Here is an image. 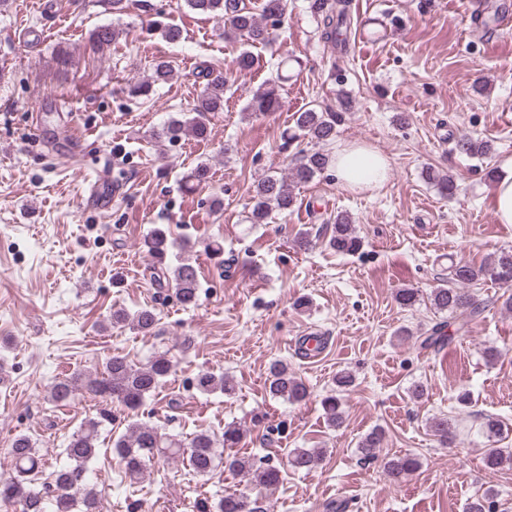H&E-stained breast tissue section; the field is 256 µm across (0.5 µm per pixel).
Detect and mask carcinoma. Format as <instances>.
I'll use <instances>...</instances> for the list:
<instances>
[{
  "label": "carcinoma",
  "mask_w": 512,
  "mask_h": 512,
  "mask_svg": "<svg viewBox=\"0 0 512 512\" xmlns=\"http://www.w3.org/2000/svg\"><path fill=\"white\" fill-rule=\"evenodd\" d=\"M185 5L197 14L227 21L230 30L245 34L253 43L265 44L269 41V31L262 19L281 17L287 0H260L257 11L252 12L241 5L240 0H184ZM350 0H311L310 8L320 18L322 38L335 46L344 48L348 44L347 32L350 29ZM119 31L110 25L96 27L89 36V49L96 52L112 44ZM177 77L172 62L158 61L150 77L133 84L130 92L134 95H147L156 84H167ZM227 79L215 76L208 80L194 105V116L185 119L171 118L153 132V137L169 143H176L186 135L205 140L209 135V115L224 109V90ZM248 108L256 114L274 112L278 100L270 91L253 93ZM343 119L341 112H317L307 109L296 113L294 127L288 130V140L304 138L313 144V149L301 154L295 160L288 177L265 176L253 185L251 220L255 224L266 222L274 209L280 212L290 210L296 196L294 186L307 183L322 173L330 163V156L322 146L336 137V127ZM456 148L470 156H485L490 153L488 141L462 133L456 140ZM210 168L205 164L196 166L184 176L186 188L198 187L209 179ZM427 181L438 190L453 197L457 185L453 178L429 168L425 173ZM331 234L328 246L340 254H353L362 247V240L355 234L351 218L342 212L336 214L330 225ZM144 244L154 259L153 281L162 288H169L176 300L184 308L197 305L199 278L192 259L182 253L172 252V243L160 228L148 235ZM493 281L505 288L512 287V250H502L479 266L457 263L450 266L448 283L432 290L430 303L439 311L452 315V324L437 322L426 332L420 341L423 349L441 350L454 336L469 332L472 323L479 319L485 309V302L476 298L465 286L476 281ZM154 309L141 307L130 313L125 309L112 311L109 323L113 327L129 326L140 333H149L157 325ZM173 363L167 355L161 354L146 364L135 367L126 358L115 355L106 365L105 376L89 378L85 381L76 376L55 382L50 391V400L60 406H68L74 400L79 386H84L94 394L107 397L130 413V420L124 433L112 439V453L122 464L125 476L130 481L139 480L147 465L159 458H184L192 470L205 477L216 467L220 448H234L242 441L244 430L235 425L224 426L219 433L201 430L193 435L188 443L176 435L160 431L156 426L138 419L139 410L145 405L162 381L170 375ZM268 391L274 398L291 403L304 401L309 390L303 380L288 370V365L280 360L269 364ZM354 379L348 372L336 376V390L322 400L328 426L336 427L343 423L341 393L352 385ZM196 388L204 394L221 392L230 395L234 385L230 379L206 371L198 374ZM112 421L111 411L103 408L97 416L86 419L72 434L63 454L64 464L52 473L56 494L45 505L47 512H73L82 506V512H100L99 494L90 477V463L99 450L101 426ZM430 431L443 443L458 436V427L446 418H434L429 422ZM383 441L379 431L364 436L358 449L363 459L372 460L378 456ZM15 476L8 482H0V501H25L36 498L40 492L28 485L27 476L41 467V458L36 443L26 434L14 437L10 448ZM323 459L319 448H296L289 454V463L295 470L311 471ZM512 461V451L502 448H489L485 454V466L495 470L505 461ZM420 468L419 459L413 455L395 457L385 463V473L393 483ZM224 469L234 475H246L260 487L271 490L281 481V470L267 461L243 457L236 453L224 458ZM213 512H262L251 506L242 496L226 495L219 497L212 505ZM467 512H495L494 493L485 492L472 500Z\"/></svg>",
  "instance_id": "carcinoma-1"
}]
</instances>
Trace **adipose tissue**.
Listing matches in <instances>:
<instances>
[{
    "mask_svg": "<svg viewBox=\"0 0 512 512\" xmlns=\"http://www.w3.org/2000/svg\"><path fill=\"white\" fill-rule=\"evenodd\" d=\"M332 166L339 183L354 191H371L383 186L389 176L388 158L374 148L342 144L332 153Z\"/></svg>",
    "mask_w": 512,
    "mask_h": 512,
    "instance_id": "adipose-tissue-1",
    "label": "adipose tissue"
}]
</instances>
